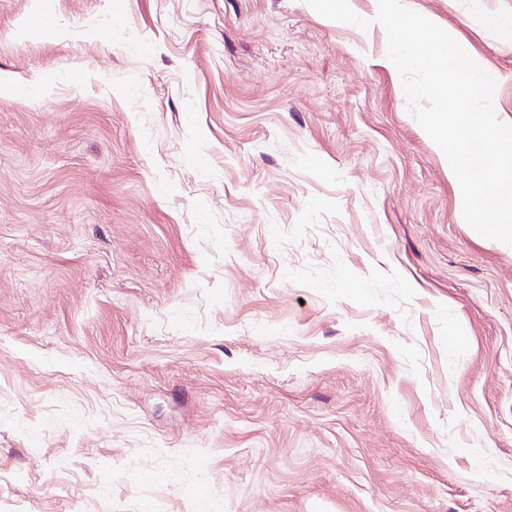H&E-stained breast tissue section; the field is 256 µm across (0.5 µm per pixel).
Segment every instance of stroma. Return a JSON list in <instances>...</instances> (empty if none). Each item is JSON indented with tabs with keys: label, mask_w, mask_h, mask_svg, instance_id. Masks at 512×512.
I'll return each mask as SVG.
<instances>
[{
	"label": "stroma",
	"mask_w": 512,
	"mask_h": 512,
	"mask_svg": "<svg viewBox=\"0 0 512 512\" xmlns=\"http://www.w3.org/2000/svg\"><path fill=\"white\" fill-rule=\"evenodd\" d=\"M512 120V0H401ZM306 0H0V512H512V246Z\"/></svg>",
	"instance_id": "1"
}]
</instances>
